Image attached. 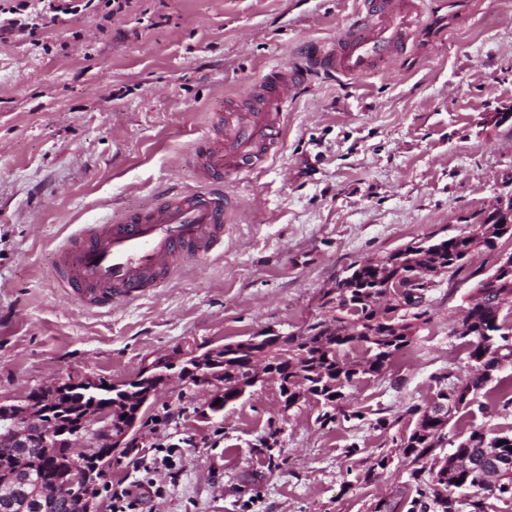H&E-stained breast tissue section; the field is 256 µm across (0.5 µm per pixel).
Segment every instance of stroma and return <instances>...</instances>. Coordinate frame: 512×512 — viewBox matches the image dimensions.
<instances>
[{
	"label": "stroma",
	"mask_w": 512,
	"mask_h": 512,
	"mask_svg": "<svg viewBox=\"0 0 512 512\" xmlns=\"http://www.w3.org/2000/svg\"><path fill=\"white\" fill-rule=\"evenodd\" d=\"M362 8L95 0L0 32V402L69 375L119 384L157 356L262 330L300 333L329 317L322 297L352 264L463 233L512 191V0H423L404 55L292 94L277 149L224 186L238 208L223 254L185 256L163 287L109 309L58 288V246L157 191L198 188L195 148L216 113ZM472 287L437 278L429 323L382 375L345 389L363 419L321 424L311 398L283 409L273 381L204 419L206 393L175 373L107 480L129 490L133 512H369L394 499L408 407L434 400L441 373L474 370L452 334ZM379 416L390 430L374 429ZM272 426L277 443L263 447Z\"/></svg>",
	"instance_id": "obj_1"
}]
</instances>
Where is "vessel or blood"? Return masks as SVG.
Masks as SVG:
<instances>
[{
  "label": "vessel or blood",
  "instance_id": "vessel-or-blood-1",
  "mask_svg": "<svg viewBox=\"0 0 512 512\" xmlns=\"http://www.w3.org/2000/svg\"><path fill=\"white\" fill-rule=\"evenodd\" d=\"M421 19L420 0H367L364 15L316 45L298 67L272 70L252 99L231 102L214 139L195 155L204 190L161 193L118 224H92L57 251L61 288L86 306L109 308L164 285L187 253L207 258L224 247L234 203L224 182L258 168L277 147L291 90L305 77L355 78L405 52Z\"/></svg>",
  "mask_w": 512,
  "mask_h": 512
}]
</instances>
